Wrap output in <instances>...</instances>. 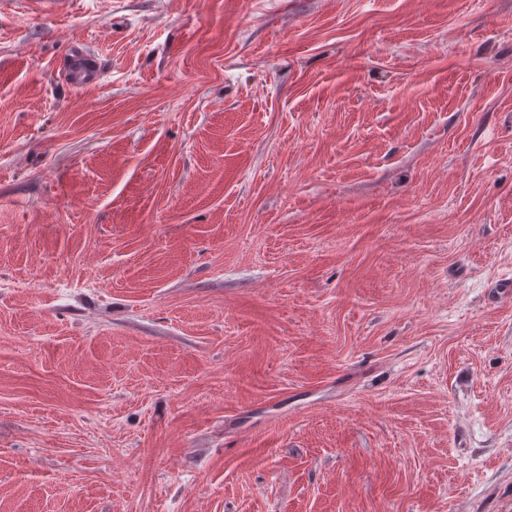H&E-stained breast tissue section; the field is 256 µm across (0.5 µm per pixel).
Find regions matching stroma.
<instances>
[{
    "label": "stroma",
    "instance_id": "1",
    "mask_svg": "<svg viewBox=\"0 0 512 512\" xmlns=\"http://www.w3.org/2000/svg\"><path fill=\"white\" fill-rule=\"evenodd\" d=\"M508 281L512 0H0V512H512ZM84 60L85 56L82 50L79 47H75V49L70 54L68 65L70 77L75 83L93 82L98 79L99 74L97 71L84 68Z\"/></svg>",
    "mask_w": 512,
    "mask_h": 512
}]
</instances>
